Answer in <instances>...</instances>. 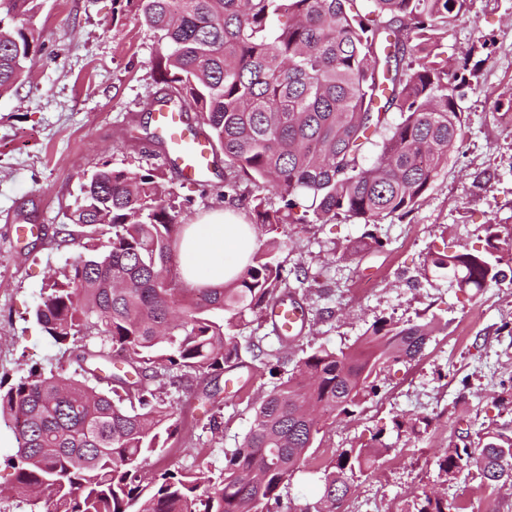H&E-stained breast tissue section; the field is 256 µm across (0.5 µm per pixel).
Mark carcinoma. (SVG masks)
I'll return each mask as SVG.
<instances>
[{"label": "carcinoma", "instance_id": "carcinoma-1", "mask_svg": "<svg viewBox=\"0 0 512 512\" xmlns=\"http://www.w3.org/2000/svg\"><path fill=\"white\" fill-rule=\"evenodd\" d=\"M136 6L161 33L158 67L169 92L151 106L193 109L230 170L226 186L267 188L282 206L252 199L255 224L294 223L306 207L318 221L365 225L408 215L448 163L463 124L464 88L476 71L448 62V25L468 0H114ZM36 0H0V96L43 50L30 26ZM376 157L369 166L363 158ZM156 168L103 164L81 185L74 225H108L105 244L54 277L33 316L80 371L31 367L0 378V421L18 446L14 492L28 502L46 488L44 512H292L281 490L305 461L323 425L309 408L337 416L378 393L380 366L412 360L434 322H374L355 349L318 347L254 403V420L224 468L147 469L149 456L178 438L172 402L151 383L191 373L216 382L241 366L239 327L264 319L285 296L292 271L273 238L220 288L187 289L174 245L183 225ZM310 205H304V202ZM498 246L432 257L462 291L497 283ZM375 451L342 450L317 505L341 512ZM439 475L468 466L488 483L512 481V433L489 432L479 451L446 448ZM425 496L416 512H460Z\"/></svg>", "mask_w": 512, "mask_h": 512}]
</instances>
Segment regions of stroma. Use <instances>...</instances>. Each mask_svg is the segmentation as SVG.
<instances>
[{"mask_svg":"<svg viewBox=\"0 0 512 512\" xmlns=\"http://www.w3.org/2000/svg\"><path fill=\"white\" fill-rule=\"evenodd\" d=\"M38 3L34 28L44 49L27 62L16 90L0 97V377L12 380L30 367L62 362L32 312L50 276L76 251L60 244L56 231L96 167L162 169L179 223L223 206L254 220L249 199L228 191L224 166L203 185L164 166L146 102L167 91L156 70L165 44L138 11L114 7L113 0ZM481 40L488 52L471 53ZM445 44L452 58L469 57L479 77L465 91L464 121L447 166L408 216L380 224L383 250L351 253L365 231L352 221L255 232V248L277 238L278 260L306 272L304 281L289 283L308 312L305 336L288 346L292 359L318 346L356 347L379 319L443 321L419 358L382 365L376 396L325 425L282 491L283 503L295 508L321 497L320 478L342 449L371 444L377 434L390 448L356 478L344 512H414L417 499L430 492L467 512H512V488L486 484L474 469L447 481L435 464L440 449L475 448L484 434L512 429V111L495 107L512 95V0H470ZM17 221L35 227L21 242L10 231ZM493 234L504 280L463 293L435 274L431 256L444 245L481 251ZM274 382L268 366L255 364L247 396L221 393L209 410L198 398L209 381L186 379L194 396L183 401L163 385L186 414L184 441L150 457L148 469H222L225 452L251 426V398ZM214 416L221 423L216 434L209 428ZM422 417L430 424L416 433L394 426L398 418Z\"/></svg>","mask_w":512,"mask_h":512,"instance_id":"obj_1","label":"stroma"}]
</instances>
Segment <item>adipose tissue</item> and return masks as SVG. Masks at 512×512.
<instances>
[{
    "label": "adipose tissue",
    "mask_w": 512,
    "mask_h": 512,
    "mask_svg": "<svg viewBox=\"0 0 512 512\" xmlns=\"http://www.w3.org/2000/svg\"><path fill=\"white\" fill-rule=\"evenodd\" d=\"M254 231L233 211L217 209L190 224L177 244L180 276L188 288H217L248 265Z\"/></svg>",
    "instance_id": "1"
}]
</instances>
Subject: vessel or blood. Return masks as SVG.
I'll list each match as a JSON object with an SVG mask.
<instances>
[{
    "label": "vessel or blood",
    "mask_w": 512,
    "mask_h": 512,
    "mask_svg": "<svg viewBox=\"0 0 512 512\" xmlns=\"http://www.w3.org/2000/svg\"><path fill=\"white\" fill-rule=\"evenodd\" d=\"M155 131L165 145L164 162L186 180L204 181L216 164V155L200 130L191 129L184 110L160 107L154 113ZM268 317L290 337L305 331V319L297 306L276 302Z\"/></svg>",
    "instance_id": "obj_1"
}]
</instances>
